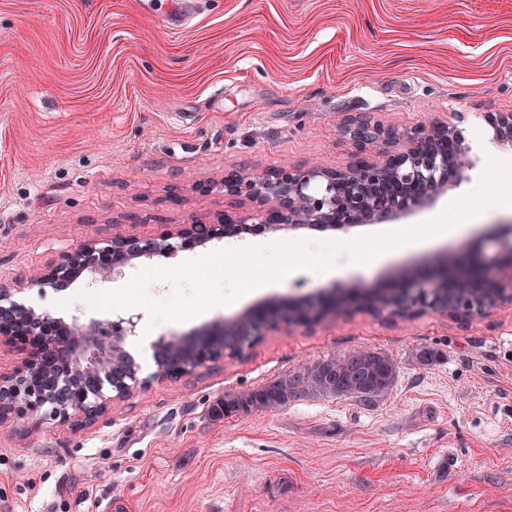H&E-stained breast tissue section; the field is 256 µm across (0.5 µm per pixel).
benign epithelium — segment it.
<instances>
[{"mask_svg": "<svg viewBox=\"0 0 512 512\" xmlns=\"http://www.w3.org/2000/svg\"><path fill=\"white\" fill-rule=\"evenodd\" d=\"M498 143L512 147V113L493 120ZM351 149L346 165L328 168L318 161L284 166L264 173L234 171L224 176V195L245 212H226L208 224H176L154 237H117L107 243L87 242L42 269L35 282L60 290L76 272L89 270L102 282L122 273L135 259L155 254L194 251L212 240L241 238L261 227L266 231L331 229L347 231L365 223H381L430 203L447 187L459 184L471 166L465 137L457 125L433 118L412 127L373 122L364 114H347L341 122ZM496 253L488 264L474 258L475 247L462 246L432 258L415 275L395 278L387 287L356 291L360 308L377 315L374 302L465 320L486 314L512 294L495 276L512 275V226L493 238ZM12 288L0 287V346L19 353L11 375H0V424L22 426L34 413L49 408L63 425L76 426L105 412L113 400L146 390L155 380L176 379L224 355V335L254 318L245 312L214 322L195 342L162 339L156 353L166 361L153 375L138 378L124 348L136 335L142 315L129 311L115 323L66 324L11 300ZM258 329L239 332L261 336L281 324L302 327L328 317L341 319L336 291L264 308Z\"/></svg>", "mask_w": 512, "mask_h": 512, "instance_id": "benign-epithelium-1", "label": "benign epithelium"}]
</instances>
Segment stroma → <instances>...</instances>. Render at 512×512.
<instances>
[{
    "label": "stroma",
    "instance_id": "35a3bbf8",
    "mask_svg": "<svg viewBox=\"0 0 512 512\" xmlns=\"http://www.w3.org/2000/svg\"><path fill=\"white\" fill-rule=\"evenodd\" d=\"M455 113L467 179L399 219L349 231L264 232L238 248L349 241L438 217L503 152L488 118L512 112V0H195L168 35L139 0H0V285L55 313L34 275L76 245L150 237L232 210L231 170L348 163L344 115L412 125ZM506 216L415 241L333 277L300 270L153 340L184 336L269 301L337 296L412 275L458 244L481 255ZM71 284L69 320H116ZM436 350L423 368L417 348ZM380 349L400 373L372 408L300 399L216 420L210 409L318 359ZM0 512H512V303L471 320L351 316L273 328L235 356L113 401L74 431L38 413L0 425Z\"/></svg>",
    "mask_w": 512,
    "mask_h": 512
}]
</instances>
